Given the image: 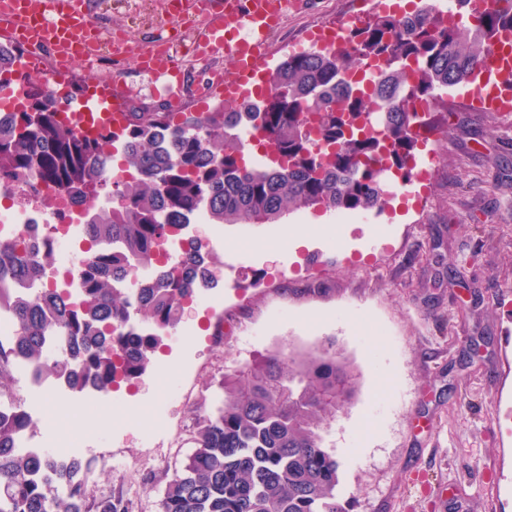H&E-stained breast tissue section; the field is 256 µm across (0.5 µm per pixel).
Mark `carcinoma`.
Instances as JSON below:
<instances>
[{
  "instance_id": "1",
  "label": "carcinoma",
  "mask_w": 512,
  "mask_h": 512,
  "mask_svg": "<svg viewBox=\"0 0 512 512\" xmlns=\"http://www.w3.org/2000/svg\"><path fill=\"white\" fill-rule=\"evenodd\" d=\"M466 25L443 23L436 6L411 16L376 12L337 47L291 53L268 74L254 108L224 102L209 112H130L121 159L138 171L113 184L112 211L94 213L85 235L96 250L81 259L80 299L57 294L12 298L13 345L46 378L73 393H109L134 383L182 321L209 261L197 240L135 299L119 287L131 266L154 265L168 232L204 207L215 224H278L289 213L357 211L385 203L382 168L412 176L424 143L414 131L448 125L440 91L473 83L498 44L512 43V0H457ZM58 106L37 94L0 126V175L54 182L73 198L105 184V139H87L57 120ZM279 160L258 159L256 143ZM55 259L41 243L0 244V268L14 280L43 275ZM358 378L333 348L299 353L289 344L219 383L222 398L194 414V450L168 481L160 512H344L336 498L338 462L322 432L353 398ZM29 415H0V512H127L112 496L95 498L92 459L15 447Z\"/></svg>"
}]
</instances>
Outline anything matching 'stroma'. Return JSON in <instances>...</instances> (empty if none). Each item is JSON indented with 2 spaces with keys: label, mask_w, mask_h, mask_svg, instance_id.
<instances>
[{
  "label": "stroma",
  "mask_w": 512,
  "mask_h": 512,
  "mask_svg": "<svg viewBox=\"0 0 512 512\" xmlns=\"http://www.w3.org/2000/svg\"><path fill=\"white\" fill-rule=\"evenodd\" d=\"M102 32L165 37L163 0H88ZM376 0H302L270 38L267 69L294 41L350 8L375 13ZM99 82L138 77L133 112H165L133 58L115 57ZM425 216L407 198L381 209L287 215L279 224L188 225L208 239L216 264L233 257L211 332L196 319L164 338L137 388L121 390L132 420L108 424L80 394L58 389L67 417L45 412L32 435L43 442L81 421L86 457L96 462L94 496L124 499L130 512H159L167 482L192 452L190 405L210 408L218 383L284 343L300 351L333 344L352 363L358 391L325 433L336 458V496L345 512H512V118L455 113ZM321 226H313V219ZM447 270L434 262V238Z\"/></svg>",
  "instance_id": "obj_1"
}]
</instances>
